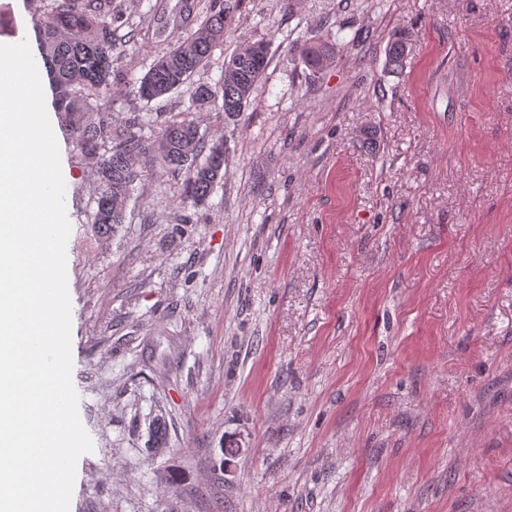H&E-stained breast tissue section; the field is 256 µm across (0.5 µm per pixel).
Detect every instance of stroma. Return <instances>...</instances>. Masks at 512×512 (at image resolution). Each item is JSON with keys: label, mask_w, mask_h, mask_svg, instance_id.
Returning a JSON list of instances; mask_svg holds the SVG:
<instances>
[{"label": "stroma", "mask_w": 512, "mask_h": 512, "mask_svg": "<svg viewBox=\"0 0 512 512\" xmlns=\"http://www.w3.org/2000/svg\"><path fill=\"white\" fill-rule=\"evenodd\" d=\"M207 5L112 0L127 82ZM312 35L338 48L317 75L290 50ZM262 39L251 106L195 114L229 150L203 206L148 170L100 241L94 162L57 128L93 443L70 512H512V0H241L190 85L113 125L179 119Z\"/></svg>", "instance_id": "stroma-1"}]
</instances>
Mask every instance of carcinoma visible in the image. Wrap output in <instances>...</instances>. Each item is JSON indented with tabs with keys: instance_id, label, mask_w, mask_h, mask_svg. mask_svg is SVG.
Returning <instances> with one entry per match:
<instances>
[{
	"instance_id": "carcinoma-1",
	"label": "carcinoma",
	"mask_w": 512,
	"mask_h": 512,
	"mask_svg": "<svg viewBox=\"0 0 512 512\" xmlns=\"http://www.w3.org/2000/svg\"><path fill=\"white\" fill-rule=\"evenodd\" d=\"M236 7L234 0H211L198 27L156 57L139 86L131 88L119 67L125 49L116 44L119 17L112 14V0H50L38 25L39 51L53 80L56 111L77 148L96 164L93 224L98 238L109 239L125 223V204L134 184L143 179L141 161L146 157L172 173L186 174L185 205L204 204L214 185L224 179V141L205 142L189 116L165 123L148 137L141 113H130L120 128L112 126L111 114L129 92L151 102L180 90L223 43ZM257 45L262 47L258 57L248 55V43L235 50L217 83L195 89L192 105H211L226 119L244 112L267 66L268 44ZM297 51L314 74L336 58L335 48L317 36L304 39ZM406 54V35L394 33L388 65L402 68Z\"/></svg>"
}]
</instances>
